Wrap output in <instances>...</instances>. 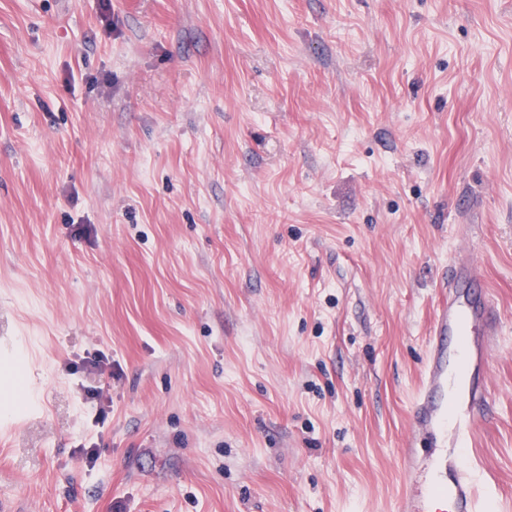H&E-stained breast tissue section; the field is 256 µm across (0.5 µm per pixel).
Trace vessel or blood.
<instances>
[{
	"instance_id": "obj_1",
	"label": "vessel or blood",
	"mask_w": 512,
	"mask_h": 512,
	"mask_svg": "<svg viewBox=\"0 0 512 512\" xmlns=\"http://www.w3.org/2000/svg\"><path fill=\"white\" fill-rule=\"evenodd\" d=\"M476 279L471 260L449 262L448 293L435 312L422 387L402 448L409 491L399 500V512H482L484 508L483 474L467 462L466 453L487 397L483 374L490 366L499 318L489 302L474 293ZM424 439L441 450L431 467L417 458Z\"/></svg>"
}]
</instances>
